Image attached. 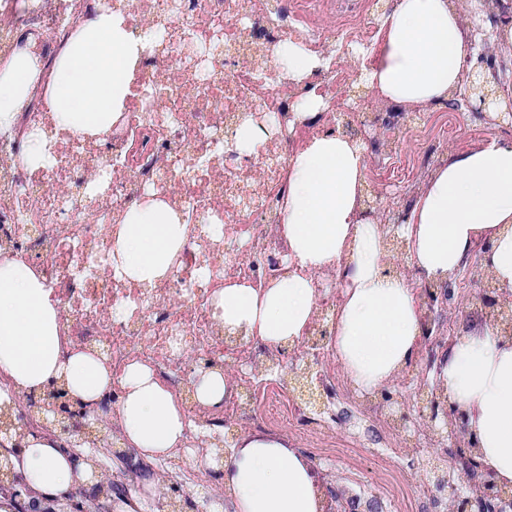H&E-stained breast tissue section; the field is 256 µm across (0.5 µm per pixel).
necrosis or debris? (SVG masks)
<instances>
[{
	"label": "necrosis or debris",
	"instance_id": "4bbe7bcc",
	"mask_svg": "<svg viewBox=\"0 0 512 512\" xmlns=\"http://www.w3.org/2000/svg\"><path fill=\"white\" fill-rule=\"evenodd\" d=\"M107 2L127 15L133 33L156 28L167 37L137 61L117 119L98 137L55 133L39 92L17 116L20 134L0 136V242L37 271L60 312L63 349L106 356L112 391L101 412L118 405L132 365L149 367L178 399L192 362L229 366L223 404L188 408V443L198 457L207 454L209 429L229 435L245 425L291 432L314 424L319 432L304 455L318 465L335 460L341 428L349 446L376 448L386 512H446L453 482L412 490L401 464L428 447L447 457V448L431 434L402 437L389 413L336 369L339 288L313 280L311 322L289 345L225 326L217 303L225 285L262 289L293 272L281 217L290 162L309 140L335 134L343 117L352 138L381 134V148L365 156L366 179L379 204L393 208L419 185L420 164L437 165L461 128L482 137L476 114L409 118L370 98H347L384 44L371 0L345 11L333 0H0V56L31 41L52 71L74 32ZM286 40L316 60L310 74L275 76V52ZM308 94L320 103L316 115L294 120L295 101ZM246 124L259 131L248 153L237 146ZM28 129L54 133L49 166L25 164ZM411 131L421 140L408 154L400 144ZM149 197L181 217L186 235L168 273L145 288L113 268L112 244L124 214ZM300 363L326 395L322 411H311L288 383Z\"/></svg>",
	"mask_w": 512,
	"mask_h": 512
}]
</instances>
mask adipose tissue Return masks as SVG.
<instances>
[{"label":"adipose tissue","instance_id":"adipose-tissue-1","mask_svg":"<svg viewBox=\"0 0 512 512\" xmlns=\"http://www.w3.org/2000/svg\"><path fill=\"white\" fill-rule=\"evenodd\" d=\"M380 21L385 43L364 74L366 83L387 102L433 106L446 100L473 53L448 0H395ZM152 42V33L134 35L126 15L106 7L74 34L50 78H43L37 55L18 49L0 64V133L11 130L40 89L56 131L103 133L124 105L139 55ZM364 171L361 149L339 134L318 137L297 153L283 207L296 273L262 291L229 285L219 308L226 326L246 327L270 344L296 340L315 306L312 275L346 264L336 359L356 387L373 392L412 357L421 324L410 285L385 269L382 224L359 217ZM397 232L415 267L436 281L452 277L477 241H488L483 262L512 291V145L492 142L449 153ZM183 235L179 215L148 199L126 213L112 258L118 270L149 286L168 272ZM0 375L13 386L0 391V406L11 404L13 392L38 393L53 383L91 405L112 386L97 353L63 351L59 311L36 271L7 255L0 256ZM438 378L449 404L465 412L481 461L499 483L512 486V341L490 327H475L452 347ZM122 389L127 447L155 458L183 446L189 422L148 367L131 366ZM12 463L30 487L50 497L90 475L86 461L42 433L26 436ZM210 465L223 469L236 512L320 510L315 474L285 440L245 437L230 458Z\"/></svg>","mask_w":512,"mask_h":512}]
</instances>
